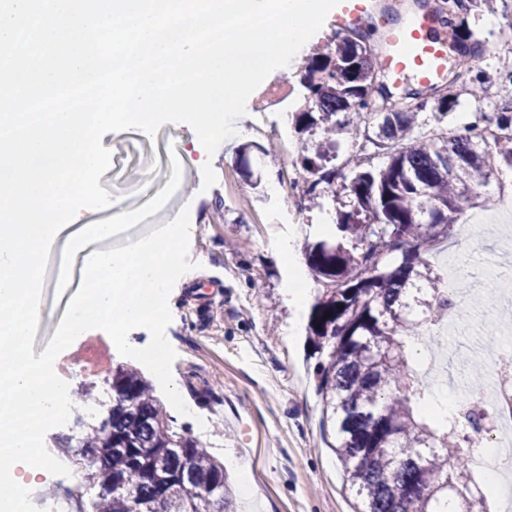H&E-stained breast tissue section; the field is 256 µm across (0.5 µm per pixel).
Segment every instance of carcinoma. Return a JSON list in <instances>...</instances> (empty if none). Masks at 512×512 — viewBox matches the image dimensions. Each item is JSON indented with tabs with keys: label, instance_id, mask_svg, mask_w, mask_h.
<instances>
[{
	"label": "carcinoma",
	"instance_id": "1",
	"mask_svg": "<svg viewBox=\"0 0 512 512\" xmlns=\"http://www.w3.org/2000/svg\"><path fill=\"white\" fill-rule=\"evenodd\" d=\"M476 6L452 0L441 16L458 68L469 71L478 40L465 17ZM377 77L376 53L357 31L314 54L302 76L313 110L297 113L296 127L362 134L388 153L379 169L355 155L348 177L332 165L337 141L299 158L311 175V199L342 178L336 241L306 249L326 286L308 326L314 346L327 350L316 367L318 391L355 512H459L469 492L483 496L468 466L465 429L460 419L421 417L405 348L421 322L436 324L448 309L427 253L452 236L458 216L492 204L480 187L512 171V136L484 142L490 125L512 131V99L450 130L455 100L448 95H412L403 107L374 111ZM107 385L108 415L77 421L56 443L76 461L90 494L78 512H235L224 464L176 426L144 377L115 364Z\"/></svg>",
	"mask_w": 512,
	"mask_h": 512
}]
</instances>
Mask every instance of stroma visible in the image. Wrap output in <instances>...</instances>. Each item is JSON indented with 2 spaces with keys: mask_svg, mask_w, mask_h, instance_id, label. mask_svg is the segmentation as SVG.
I'll list each match as a JSON object with an SVG mask.
<instances>
[{
  "mask_svg": "<svg viewBox=\"0 0 512 512\" xmlns=\"http://www.w3.org/2000/svg\"><path fill=\"white\" fill-rule=\"evenodd\" d=\"M494 16L487 26L486 16ZM481 42L497 30L512 28V0H484L467 18ZM303 67L274 70L249 97L237 133L212 157L217 182L203 189V176L185 156L186 124L167 123L155 138L131 128L104 136L112 166L99 183L124 207L135 210L160 192L172 175V156H180L179 186L155 213L112 238L95 242L98 250L127 245L168 223L181 210L190 213L189 255L197 268L183 275L169 296L172 321L165 335L177 353L172 365L176 388L193 410L181 424L223 462L229 476L246 472L254 492L237 496L239 512H355L356 501L332 449L334 431L322 420L315 365L319 356L308 336L311 310L323 285L305 261L307 244L326 239V218L338 205L325 193L303 203L301 221L279 223L292 201L275 195L269 178H281L290 153L313 146L320 129L296 132L281 119L267 86L287 83L289 112L310 107L301 83ZM294 238L296 256L275 262L274 241ZM498 251L495 238L467 240L454 235L428 254L430 261L459 255L478 271ZM86 250L74 259L71 280L58 291L61 255L50 257L34 354L52 339L83 280ZM304 284L310 294L302 307L288 304L286 290Z\"/></svg>",
  "mask_w": 512,
  "mask_h": 512,
  "instance_id": "1",
  "label": "stroma"
}]
</instances>
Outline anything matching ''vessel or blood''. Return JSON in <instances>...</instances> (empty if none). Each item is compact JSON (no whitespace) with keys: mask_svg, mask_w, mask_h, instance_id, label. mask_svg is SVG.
Listing matches in <instances>:
<instances>
[{"mask_svg":"<svg viewBox=\"0 0 512 512\" xmlns=\"http://www.w3.org/2000/svg\"><path fill=\"white\" fill-rule=\"evenodd\" d=\"M379 0H341L332 14L335 26H345L379 15ZM432 13L415 11L389 26L377 57L378 66L395 80L413 78L419 84L438 82L448 67V41L437 33Z\"/></svg>","mask_w":512,"mask_h":512,"instance_id":"b4317fda","label":"vessel or blood"}]
</instances>
